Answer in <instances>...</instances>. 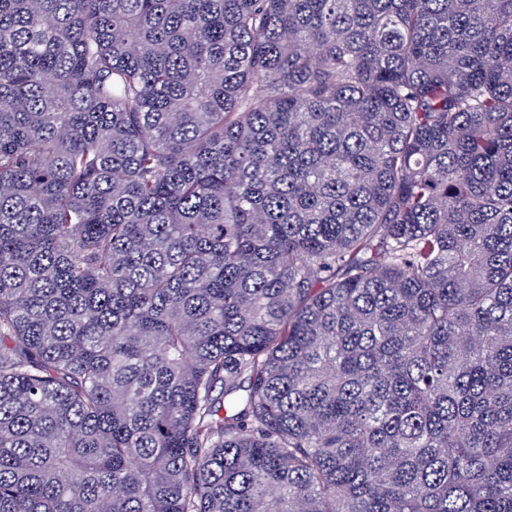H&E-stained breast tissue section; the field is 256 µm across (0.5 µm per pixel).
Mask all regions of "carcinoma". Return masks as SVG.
<instances>
[{
	"instance_id": "1",
	"label": "carcinoma",
	"mask_w": 512,
	"mask_h": 512,
	"mask_svg": "<svg viewBox=\"0 0 512 512\" xmlns=\"http://www.w3.org/2000/svg\"><path fill=\"white\" fill-rule=\"evenodd\" d=\"M0 512H512V0H0Z\"/></svg>"
}]
</instances>
